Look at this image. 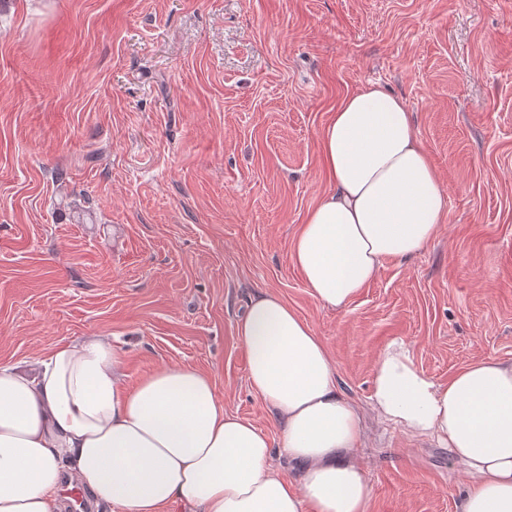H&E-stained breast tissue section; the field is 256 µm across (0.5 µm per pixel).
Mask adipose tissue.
Returning a JSON list of instances; mask_svg holds the SVG:
<instances>
[{
	"label": "adipose tissue",
	"instance_id": "ef3b65f1",
	"mask_svg": "<svg viewBox=\"0 0 512 512\" xmlns=\"http://www.w3.org/2000/svg\"><path fill=\"white\" fill-rule=\"evenodd\" d=\"M331 191L310 210L292 259L323 306L348 305L384 260L426 249L446 188L403 101L379 86L347 96L320 133ZM248 381L301 468L286 481L272 443L225 412L211 378L188 365L133 387L123 357L97 337L60 344L27 373L0 365V512H59L72 478L119 512H367L356 408L312 328L260 290L237 325ZM372 405L411 436L435 438L468 479L460 512H512V362L484 359L436 382L391 342L373 369Z\"/></svg>",
	"mask_w": 512,
	"mask_h": 512
}]
</instances>
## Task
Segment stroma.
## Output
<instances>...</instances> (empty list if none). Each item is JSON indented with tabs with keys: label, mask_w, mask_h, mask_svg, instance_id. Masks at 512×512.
I'll return each mask as SVG.
<instances>
[{
	"label": "stroma",
	"mask_w": 512,
	"mask_h": 512,
	"mask_svg": "<svg viewBox=\"0 0 512 512\" xmlns=\"http://www.w3.org/2000/svg\"><path fill=\"white\" fill-rule=\"evenodd\" d=\"M368 84L400 97L446 186L437 238L344 309L292 260L330 190L319 136ZM89 205L94 221L79 224ZM285 300L362 413L368 512H459L447 449L371 409L394 341L438 382L512 361V0H8L0 8V365L99 336L126 386L162 366L280 426L248 383L250 297Z\"/></svg>",
	"instance_id": "35a3bbf8"
}]
</instances>
